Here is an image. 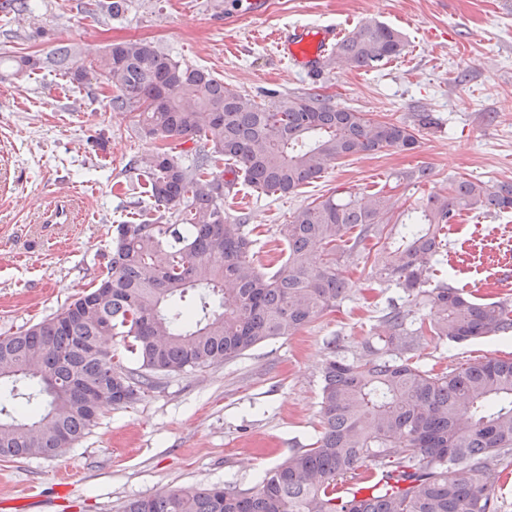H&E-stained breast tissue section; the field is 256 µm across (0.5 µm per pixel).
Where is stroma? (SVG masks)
I'll return each instance as SVG.
<instances>
[{"label":"stroma","mask_w":512,"mask_h":512,"mask_svg":"<svg viewBox=\"0 0 512 512\" xmlns=\"http://www.w3.org/2000/svg\"><path fill=\"white\" fill-rule=\"evenodd\" d=\"M36 25L13 48L46 54L62 44L85 52L146 39L209 71L260 103L274 95L320 93L367 117L414 125L420 112L439 124L411 151L383 150L330 164L292 195H265L245 182L224 210L253 229L263 249H283L293 212L319 197L392 192L398 213L444 194L454 179L512 181V0H265L260 18L235 20L228 0H133L122 17L85 13V0H33ZM375 19L404 37L403 53L374 68L333 67L311 81L278 62L263 34L327 23L353 30ZM104 79L91 86L59 72H0V335L52 317L93 288L112 251V227L151 214L144 178L130 161L152 152L130 114L108 108ZM419 166L418 185L397 183ZM69 201L79 221L46 224L51 200ZM438 268L475 296L512 304L502 263L512 256V212H469L445 231ZM350 291L336 309L296 335L260 344L219 365L159 375L131 404L102 408L96 425L56 458L0 459V501L25 512H119L130 498L171 488L228 484L244 490L321 432V369L331 350L365 355L380 319L408 308L398 289L370 283L365 255L342 256ZM487 357H512V334L466 344L434 340L415 358L452 369ZM73 471L54 488L52 474Z\"/></svg>","instance_id":"obj_1"}]
</instances>
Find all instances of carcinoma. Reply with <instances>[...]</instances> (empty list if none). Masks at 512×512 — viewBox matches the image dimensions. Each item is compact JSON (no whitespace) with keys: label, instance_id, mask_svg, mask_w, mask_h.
I'll return each mask as SVG.
<instances>
[{"label":"carcinoma","instance_id":"1","mask_svg":"<svg viewBox=\"0 0 512 512\" xmlns=\"http://www.w3.org/2000/svg\"><path fill=\"white\" fill-rule=\"evenodd\" d=\"M132 0H98L124 15ZM21 38L35 20L29 0H0ZM402 35L376 20L355 27L334 60L373 67L399 56ZM15 73L56 69L91 87L116 89L110 108L136 118L139 133L171 141L135 161L159 215L115 225L112 256L97 285L52 318L0 336V458L52 457L95 425L102 404L127 405L155 376L217 365L268 340L292 336L333 311L348 283L336 251L386 239L370 278L401 289L426 312L382 316L383 346L348 359L332 351L322 368V432L264 474L255 488H175L127 500L121 512H498L494 493L512 465V359L486 358L433 373L413 362L427 338L462 343L512 332L506 301H480L443 280L434 264L442 231L462 210H512V183L457 180L400 222L396 201L351 192L300 207L281 226L284 257L262 263L241 221L224 213L235 181L215 171L231 161L267 195L295 194L335 161L413 150L417 127L337 108L318 94L259 104L211 73L130 39L73 67V49L0 55ZM192 142L186 164L173 144ZM110 336L124 354L102 344ZM394 483L361 481L365 461Z\"/></svg>","mask_w":512,"mask_h":512}]
</instances>
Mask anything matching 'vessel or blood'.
<instances>
[{"label": "vessel or blood", "mask_w": 512, "mask_h": 512, "mask_svg": "<svg viewBox=\"0 0 512 512\" xmlns=\"http://www.w3.org/2000/svg\"><path fill=\"white\" fill-rule=\"evenodd\" d=\"M342 35V28L333 24L316 27L295 25L272 31L268 40L280 60L315 80L324 74L325 59Z\"/></svg>", "instance_id": "b4317fda"}]
</instances>
